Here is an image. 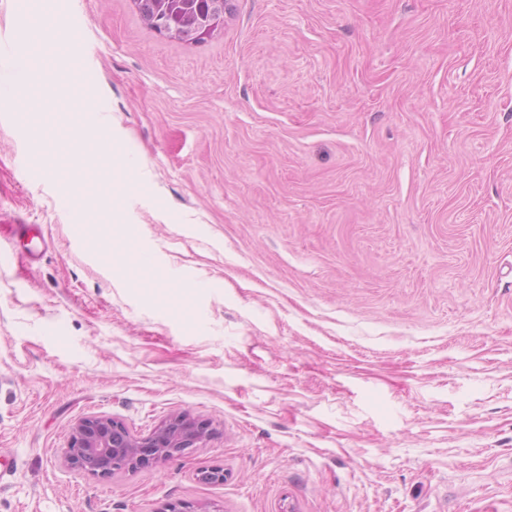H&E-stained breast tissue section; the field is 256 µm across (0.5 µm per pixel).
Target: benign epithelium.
<instances>
[{
	"instance_id": "7a95c632",
	"label": "benign epithelium",
	"mask_w": 512,
	"mask_h": 512,
	"mask_svg": "<svg viewBox=\"0 0 512 512\" xmlns=\"http://www.w3.org/2000/svg\"><path fill=\"white\" fill-rule=\"evenodd\" d=\"M179 0H159L156 17L151 20L163 35H177L158 20ZM209 436L208 427L185 414L170 417L146 436L132 434L120 421L107 417H87L73 428L63 460L69 467L100 477H110L125 470H136L149 463H164L197 448Z\"/></svg>"
}]
</instances>
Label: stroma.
<instances>
[{"label": "stroma", "instance_id": "35a3bbf8", "mask_svg": "<svg viewBox=\"0 0 512 512\" xmlns=\"http://www.w3.org/2000/svg\"><path fill=\"white\" fill-rule=\"evenodd\" d=\"M233 5L185 43L0 0L104 119L0 98V512H512V0ZM101 131L139 165L63 201L47 159ZM182 413L177 459L63 462L80 419Z\"/></svg>", "mask_w": 512, "mask_h": 512}]
</instances>
